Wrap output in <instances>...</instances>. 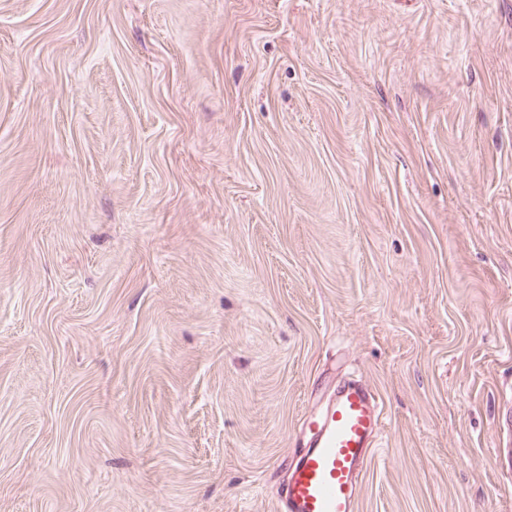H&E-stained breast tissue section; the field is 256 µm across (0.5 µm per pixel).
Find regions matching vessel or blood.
I'll return each instance as SVG.
<instances>
[{
  "label": "vessel or blood",
  "mask_w": 512,
  "mask_h": 512,
  "mask_svg": "<svg viewBox=\"0 0 512 512\" xmlns=\"http://www.w3.org/2000/svg\"><path fill=\"white\" fill-rule=\"evenodd\" d=\"M302 426L306 442L288 467L279 512H357L384 428L380 400L366 384L344 380Z\"/></svg>",
  "instance_id": "vessel-or-blood-1"
}]
</instances>
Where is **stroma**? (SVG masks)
<instances>
[{
	"instance_id": "obj_1",
	"label": "stroma",
	"mask_w": 512,
	"mask_h": 512,
	"mask_svg": "<svg viewBox=\"0 0 512 512\" xmlns=\"http://www.w3.org/2000/svg\"><path fill=\"white\" fill-rule=\"evenodd\" d=\"M512 512V0H0V512ZM302 427L306 442L288 467L278 512H356L384 428L380 400L361 381H341Z\"/></svg>"
}]
</instances>
